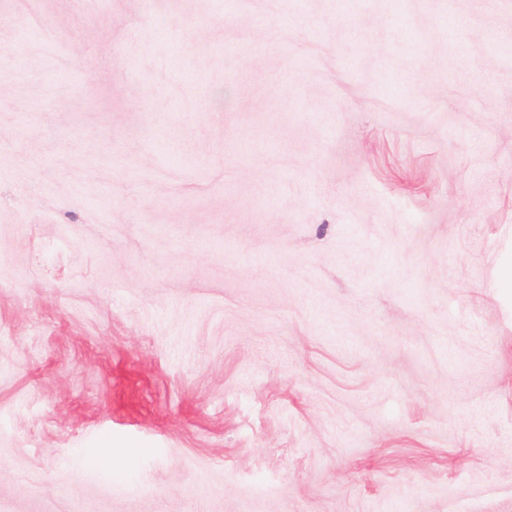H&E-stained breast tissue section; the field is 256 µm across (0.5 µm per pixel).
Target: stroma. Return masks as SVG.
<instances>
[{"mask_svg": "<svg viewBox=\"0 0 512 512\" xmlns=\"http://www.w3.org/2000/svg\"><path fill=\"white\" fill-rule=\"evenodd\" d=\"M509 266L512 0H0V512H512Z\"/></svg>", "mask_w": 512, "mask_h": 512, "instance_id": "obj_1", "label": "stroma"}]
</instances>
